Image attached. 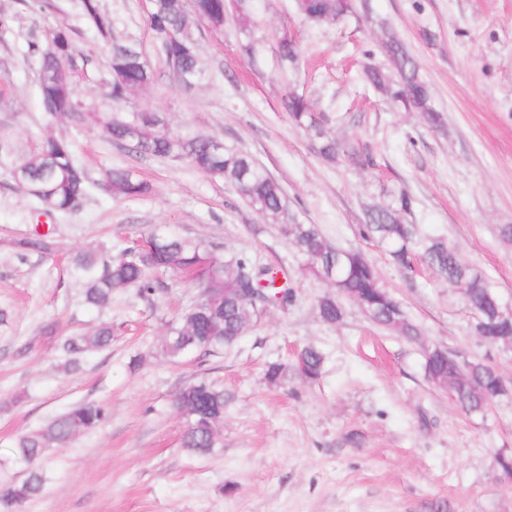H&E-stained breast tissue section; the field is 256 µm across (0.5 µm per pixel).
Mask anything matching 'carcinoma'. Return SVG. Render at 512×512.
I'll return each mask as SVG.
<instances>
[{"label": "carcinoma", "instance_id": "obj_1", "mask_svg": "<svg viewBox=\"0 0 512 512\" xmlns=\"http://www.w3.org/2000/svg\"><path fill=\"white\" fill-rule=\"evenodd\" d=\"M192 2L189 14L179 0H154L148 14L149 26L160 42L166 64L187 88L204 76L196 32L202 26L211 31L223 30L230 8V0ZM296 8L310 22L322 25L343 19L352 5L351 0H296ZM84 9L96 31L108 36L110 21L100 13L97 0H84ZM382 48L389 68L367 67L366 81L424 114L430 123L439 124L441 116L428 86L419 76L414 57L393 37L384 40ZM29 53L36 61L38 91L48 121L76 115L82 121L101 126L112 141L128 144L139 154L187 160L199 171L223 180L266 223L286 229L304 254L307 269L321 279L334 278L336 292L318 301V314L323 322H339L344 314L342 300L346 299L364 303L370 312L369 320L381 329L411 341L420 339V328L405 308L390 306L393 294L383 285L368 258L356 250L333 247L315 224L295 222L282 186L250 154L228 147L214 136H188L174 131L159 113L148 108L129 117L124 115L122 109L130 103V95L155 80L152 66L139 51L125 45L112 48V81L104 92V99L112 102V111H101L93 101L83 114L78 113L74 99L73 45L69 34L57 28L46 42L30 44ZM282 104L294 124L318 145L322 158L360 169L374 166L368 144L355 136L336 138L327 126V118L310 111L302 95L290 89L283 95ZM9 175L41 204L46 215L72 211L89 187L85 169L75 160L72 144L54 137L47 138L35 151L19 155ZM102 189L114 197H131L145 193L148 186L130 170L113 169L106 173ZM412 209V199L401 194L393 203L368 211L360 234L377 241L401 269L412 268L416 250L423 247L427 264L448 289L467 301L473 308L472 314L483 322L481 335L491 337L505 350H512V325L494 320L498 296L492 283L482 273L466 267L456 247L447 240L433 238L427 245H421L417 225L403 222V215ZM16 245L23 251L40 254L54 251L53 241L37 231L18 240ZM71 271L83 286L84 302L95 308L108 305L112 294L120 290L134 289L139 296L150 298L155 292L152 275L156 273H177L197 282L201 299L186 308L159 341L157 351L169 362H178L190 353L208 354L231 345L258 320L263 309L285 310L295 300L294 280L284 268L256 265L242 254L220 256L202 241L173 235L151 234L144 245L129 246L115 257L106 252L76 253L71 258ZM111 340L112 325L107 322L83 336L65 340L61 344L66 356L65 369L78 370L80 354L103 349ZM464 362L441 346L423 348L426 379L452 394L463 412L481 413L506 394L504 377L482 359L465 362L469 370L464 377L460 373ZM323 364L322 352L309 345L298 352L294 369L302 380L315 382L322 374ZM175 406L185 423L186 451L206 455L218 447L216 427L224 419V388L197 381L177 394ZM106 417L104 408L80 404L54 418L45 428L19 437L14 452L32 469L22 482L0 492V512H16L42 492L41 463L49 448L93 431Z\"/></svg>", "mask_w": 512, "mask_h": 512}]
</instances>
